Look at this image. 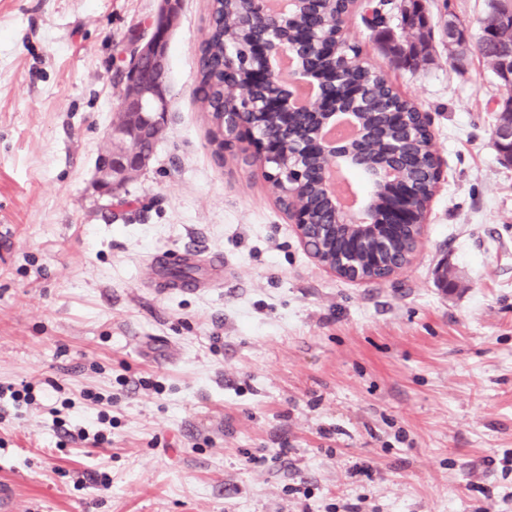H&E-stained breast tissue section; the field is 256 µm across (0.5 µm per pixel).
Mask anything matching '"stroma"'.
Here are the masks:
<instances>
[{
  "label": "stroma",
  "instance_id": "35a3bbf8",
  "mask_svg": "<svg viewBox=\"0 0 512 512\" xmlns=\"http://www.w3.org/2000/svg\"><path fill=\"white\" fill-rule=\"evenodd\" d=\"M477 34L485 0H422ZM211 0H182L167 134L116 209L93 187L120 53L159 0H0V421L17 512H512V168L503 90L471 52L392 68L360 14L346 36L434 117L443 179L393 283L334 277L260 170L217 161L195 100ZM224 257V282L164 289L151 256ZM108 443L61 445L54 414ZM368 474H360V466ZM109 487H102L100 476ZM511 101V105L509 104ZM512 95L506 102L501 104L498 112L501 113L499 123L493 129V138L496 142V148L500 153L501 160L504 163L512 164ZM32 387L30 383H21L20 387L16 388L14 385L0 386V403L2 399L5 406L10 405L19 410L23 405L29 406L33 403Z\"/></svg>",
  "mask_w": 512,
  "mask_h": 512
}]
</instances>
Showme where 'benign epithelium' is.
I'll list each match as a JSON object with an SVG mask.
<instances>
[{
  "mask_svg": "<svg viewBox=\"0 0 512 512\" xmlns=\"http://www.w3.org/2000/svg\"><path fill=\"white\" fill-rule=\"evenodd\" d=\"M245 15L255 23L260 18L274 14L276 26L260 32L248 48L253 67L252 82L258 87L267 86L278 73L280 61L288 58L298 82L279 81L278 91L269 93L259 101L236 100L224 104V116L232 122L224 126V150L238 151L251 165L261 170L267 180H279L288 194L285 212L293 221L299 242L309 256L332 275L355 283H367L361 276L356 261V245L359 239L373 235H385L408 231L413 237L411 251L405 254L402 265L392 272L376 278L388 282L409 268L426 238L427 218L418 216V210L409 204L413 195L410 184L402 180L397 170L385 164L361 163L358 144L367 134L364 113L344 98L339 101L324 95V91L337 85L338 74L345 66L373 68L363 56L350 57L344 52L343 39L334 42L323 37L318 39L302 34L300 42L291 43L276 37L275 28L305 27L306 6L309 0H287L283 8H275L271 0H243ZM180 0H160L157 17L163 19L162 27H153L146 38L133 40L127 50V66L123 79V91L118 109L132 114V122L125 127L109 130L110 139L117 146L98 156L95 163L93 187L100 199H112L123 185L144 168L145 159L135 149H127L123 140L137 137L147 131L160 136L167 129L170 100L163 86L148 85L140 81L137 70L141 60L148 58L164 68L169 61L170 36L179 18ZM317 44L318 52L332 61L327 70L310 68V53L303 49L305 43ZM493 51L497 61L503 64L506 80L501 87L512 88V42L495 41ZM278 112L282 118V132L286 139L275 142L253 120L260 112ZM348 117L356 132L349 138L327 135L336 122ZM493 138L501 160L512 164V114L501 113L499 123L493 129ZM331 156L335 164L323 174V185L334 211V223L345 225L356 233L339 261L329 262L314 253L309 244L310 220L306 211L297 203L300 186L308 172L304 162L316 151ZM361 177L365 191L359 194V203L352 207L345 203L336 191L340 182L347 181V174Z\"/></svg>",
  "mask_w": 512,
  "mask_h": 512,
  "instance_id": "7a95c632",
  "label": "benign epithelium"
}]
</instances>
